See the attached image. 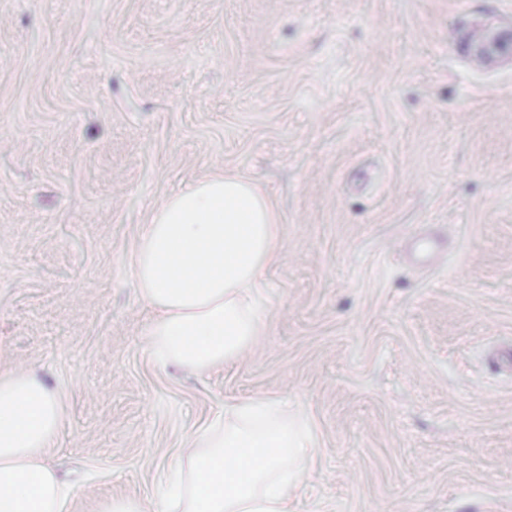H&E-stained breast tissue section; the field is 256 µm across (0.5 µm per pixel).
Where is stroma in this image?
<instances>
[{"label":"stroma","instance_id":"35a3bbf8","mask_svg":"<svg viewBox=\"0 0 512 512\" xmlns=\"http://www.w3.org/2000/svg\"><path fill=\"white\" fill-rule=\"evenodd\" d=\"M512 0H0V367L64 397L74 512L133 495L225 402L311 426L296 512H512ZM280 217L269 335L153 362L132 264L218 172ZM476 52L493 62L511 60V28L488 29L479 42Z\"/></svg>","mask_w":512,"mask_h":512}]
</instances>
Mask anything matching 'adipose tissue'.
Listing matches in <instances>:
<instances>
[{
	"label": "adipose tissue",
	"mask_w": 512,
	"mask_h": 512,
	"mask_svg": "<svg viewBox=\"0 0 512 512\" xmlns=\"http://www.w3.org/2000/svg\"><path fill=\"white\" fill-rule=\"evenodd\" d=\"M282 250L269 199L244 177L167 198L135 254L140 295L158 312L146 339L154 362L205 374L246 353L270 327L260 295ZM63 413L37 375L0 369V512H73L74 488L45 462Z\"/></svg>",
	"instance_id": "obj_1"
}]
</instances>
